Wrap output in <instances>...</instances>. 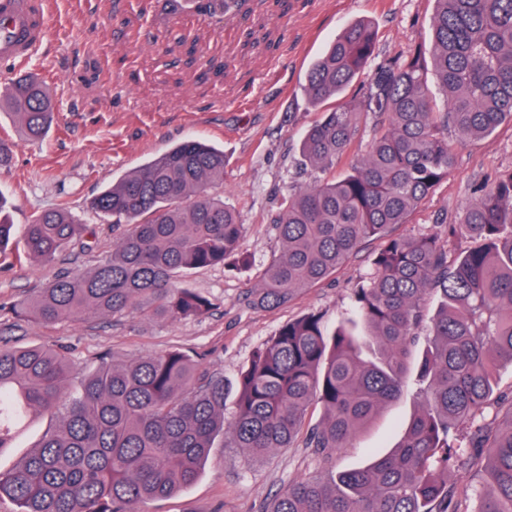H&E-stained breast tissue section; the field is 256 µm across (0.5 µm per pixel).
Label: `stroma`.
<instances>
[{
    "mask_svg": "<svg viewBox=\"0 0 512 512\" xmlns=\"http://www.w3.org/2000/svg\"><path fill=\"white\" fill-rule=\"evenodd\" d=\"M166 0H50L51 28L28 72L44 81L56 103L48 134L21 137L0 110V137L14 144L10 167L0 169V190L11 207L14 238L0 253V346H66L91 362L104 351L116 360L179 349L201 370L234 387L253 353L288 321L316 312L335 325L351 304L352 290L372 269L379 241L365 242L332 277L277 308L249 304L259 274L280 242L271 217L289 187L309 182L300 144L317 118L302 87L307 69L349 22L370 20L375 56L384 59L427 41L432 0H254L253 13L204 20L191 6L167 15ZM266 38L246 43L248 32ZM196 42L194 56L174 36ZM224 150V199L246 228L249 266H215L188 281L212 310L197 319L147 320L136 316L39 324L14 307L57 276L93 268L111 254L126 231L90 208L104 188L185 138ZM455 163L398 234L418 236L458 222L479 188L512 170V123L488 136L449 133ZM68 202L89 234L76 238L51 264L23 255L33 214ZM416 369H409L399 399L377 416L330 464L301 445L250 462L239 448H212L198 479L174 495L151 501L147 512H266L288 484L325 468L351 470L398 444L419 404Z\"/></svg>",
    "mask_w": 512,
    "mask_h": 512,
    "instance_id": "1",
    "label": "stroma"
}]
</instances>
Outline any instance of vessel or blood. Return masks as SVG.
Wrapping results in <instances>:
<instances>
[{
    "mask_svg": "<svg viewBox=\"0 0 512 512\" xmlns=\"http://www.w3.org/2000/svg\"><path fill=\"white\" fill-rule=\"evenodd\" d=\"M8 26L0 29V62L27 65L46 37L50 24L47 0H0Z\"/></svg>",
    "mask_w": 512,
    "mask_h": 512,
    "instance_id": "b4317fda",
    "label": "vessel or blood"
}]
</instances>
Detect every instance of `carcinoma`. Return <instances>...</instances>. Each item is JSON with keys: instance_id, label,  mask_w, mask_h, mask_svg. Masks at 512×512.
I'll return each instance as SVG.
<instances>
[{"instance_id": "cac0c4a2", "label": "carcinoma", "mask_w": 512, "mask_h": 512, "mask_svg": "<svg viewBox=\"0 0 512 512\" xmlns=\"http://www.w3.org/2000/svg\"><path fill=\"white\" fill-rule=\"evenodd\" d=\"M434 3L429 45L374 66L375 26L356 20L303 86L321 108L301 145L317 176L289 189L272 216L281 250L249 301L287 304L377 239L351 312L333 328L319 313L282 325L240 372L227 423L224 378L199 371L179 350L104 357L86 373L64 349L0 348V451L26 414L54 421L18 467L0 472V500L17 512H144L141 505L195 482L223 433L255 462L298 441L327 462L398 399L410 349L423 339L421 399L397 448L291 484L265 512H512V394H498L496 381L497 367L512 364V171L481 189L446 236L395 233L448 176V128L485 136L512 122V0ZM196 4L204 17L252 9L251 0ZM361 75L362 96L339 99ZM3 106L29 140L53 122L54 100L31 74L11 82ZM359 112L373 119L374 135L338 179L333 169L352 150ZM222 184L224 152L195 138L148 160L92 203L97 216L127 223L112 255L85 274L54 279L20 310L44 324L207 314L210 299L181 281L228 261L249 264L244 225L215 192ZM13 228L0 194V252ZM86 230L61 202L26 225L25 254L51 264ZM456 235L479 246L453 255L448 239ZM314 404L325 417L308 425ZM456 468L479 482L473 507L449 482Z\"/></svg>"}]
</instances>
